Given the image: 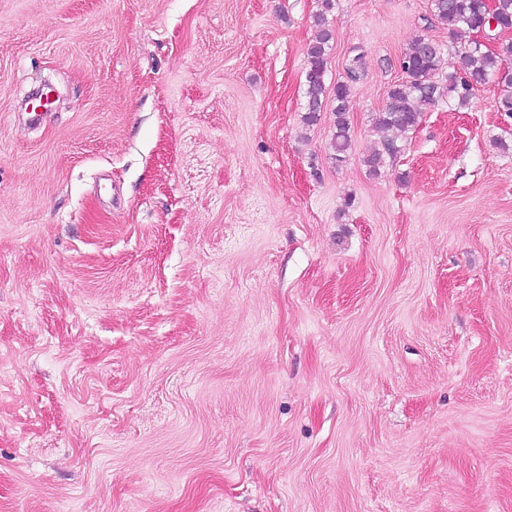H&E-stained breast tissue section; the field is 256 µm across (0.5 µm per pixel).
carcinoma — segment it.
<instances>
[{
    "mask_svg": "<svg viewBox=\"0 0 512 512\" xmlns=\"http://www.w3.org/2000/svg\"><path fill=\"white\" fill-rule=\"evenodd\" d=\"M335 9V0H319L314 15L318 34L307 49L305 75V115L307 125H314L320 113L327 111L325 75L333 33L328 16ZM433 9L440 22L453 34H476L488 15H493L501 32L512 30V0H494L489 9L484 0H433ZM460 65L446 73L442 68V47L425 36L416 38L400 58L405 80L390 86L385 105L376 118L382 133L381 148L364 160L369 174L376 176L385 159L402 150L400 136L414 130L420 122L422 103L435 104L446 98L456 108L467 107L477 86L493 82L497 85L498 111L512 115V42L499 49H488L469 39L459 46ZM348 81H338L332 89L334 116L335 161L346 162L351 150L348 116L349 82L357 78V67L347 69Z\"/></svg>",
    "mask_w": 512,
    "mask_h": 512,
    "instance_id": "cac0c4a2",
    "label": "carcinoma"
}]
</instances>
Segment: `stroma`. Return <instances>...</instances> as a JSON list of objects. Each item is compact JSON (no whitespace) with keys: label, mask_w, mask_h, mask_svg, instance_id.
<instances>
[{"label":"stroma","mask_w":512,"mask_h":512,"mask_svg":"<svg viewBox=\"0 0 512 512\" xmlns=\"http://www.w3.org/2000/svg\"><path fill=\"white\" fill-rule=\"evenodd\" d=\"M317 9L0 0V512H512V116L423 106L369 175L402 53L455 42L336 0V163ZM335 3V0H319V10L314 15V25L319 30L315 40L309 44L307 49L306 113L303 116L304 122L309 126L316 124L320 112H327L328 109L325 75L331 50L330 42L333 39L328 16L335 9ZM357 62L353 60V65L347 69L348 81L336 82L332 89L333 108L331 109L334 116V143H335V161L342 164L349 158L351 150V134L350 121L348 116V98L350 95L349 81L357 78Z\"/></svg>","instance_id":"obj_1"}]
</instances>
